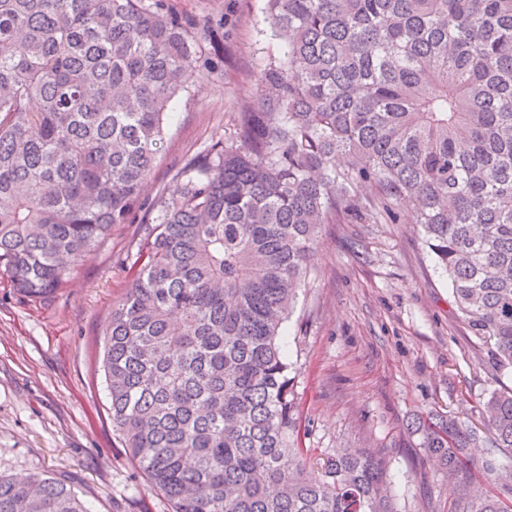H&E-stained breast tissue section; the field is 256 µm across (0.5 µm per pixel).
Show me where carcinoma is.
Masks as SVG:
<instances>
[{
	"label": "carcinoma",
	"mask_w": 512,
	"mask_h": 512,
	"mask_svg": "<svg viewBox=\"0 0 512 512\" xmlns=\"http://www.w3.org/2000/svg\"><path fill=\"white\" fill-rule=\"evenodd\" d=\"M284 57L235 135L144 196L200 37L163 0H0V270L42 300L142 206L151 236L103 330L109 415L172 512H393L382 449L311 471L281 348L325 224L404 212L492 362L512 369V0H266ZM422 425L449 512L512 454V391ZM0 512H86L0 476Z\"/></svg>",
	"instance_id": "carcinoma-1"
}]
</instances>
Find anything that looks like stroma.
<instances>
[{"label":"stroma","mask_w":512,"mask_h":512,"mask_svg":"<svg viewBox=\"0 0 512 512\" xmlns=\"http://www.w3.org/2000/svg\"><path fill=\"white\" fill-rule=\"evenodd\" d=\"M210 31L189 66L146 194L174 187L183 167L255 105L260 76L282 58L266 0H166ZM151 225L134 215L76 266L65 288L32 301L0 274V475L65 483L88 512H171L112 431L100 369L102 331L131 276L122 261ZM282 347L291 366L299 446L312 467L337 448H382L396 512H448V476L413 420L465 414L512 389L458 310L447 277L413 224H327L308 288Z\"/></svg>","instance_id":"obj_1"}]
</instances>
